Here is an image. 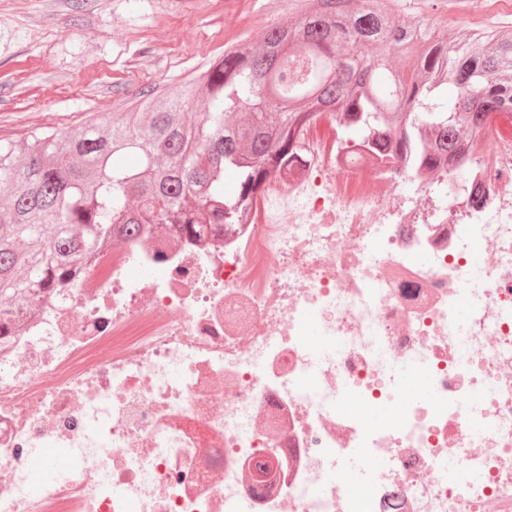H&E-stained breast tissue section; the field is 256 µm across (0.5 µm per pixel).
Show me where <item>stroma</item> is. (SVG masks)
<instances>
[{"label": "stroma", "instance_id": "stroma-1", "mask_svg": "<svg viewBox=\"0 0 512 512\" xmlns=\"http://www.w3.org/2000/svg\"><path fill=\"white\" fill-rule=\"evenodd\" d=\"M494 0H377L437 40L512 30ZM293 0H0V143L116 118L173 93L225 50L259 42Z\"/></svg>", "mask_w": 512, "mask_h": 512}]
</instances>
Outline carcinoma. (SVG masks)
<instances>
[{"label":"carcinoma","mask_w":512,"mask_h":512,"mask_svg":"<svg viewBox=\"0 0 512 512\" xmlns=\"http://www.w3.org/2000/svg\"><path fill=\"white\" fill-rule=\"evenodd\" d=\"M317 112L336 114L341 143L387 164L458 160L488 116L512 115V32L430 44L422 24L373 3L317 0L258 44L225 51L176 96L151 93L83 133L0 146V328L20 331L15 311L64 287L114 237L132 241L156 222L189 232L238 223L276 166L300 153Z\"/></svg>","instance_id":"obj_1"}]
</instances>
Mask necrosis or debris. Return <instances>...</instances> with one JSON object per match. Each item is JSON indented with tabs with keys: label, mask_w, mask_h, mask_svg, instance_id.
I'll return each instance as SVG.
<instances>
[{
	"label": "necrosis or debris",
	"mask_w": 512,
	"mask_h": 512,
	"mask_svg": "<svg viewBox=\"0 0 512 512\" xmlns=\"http://www.w3.org/2000/svg\"><path fill=\"white\" fill-rule=\"evenodd\" d=\"M301 142L239 223L113 239L0 337V512H512V121L435 173L329 112Z\"/></svg>",
	"instance_id": "necrosis-or-debris-1"
}]
</instances>
